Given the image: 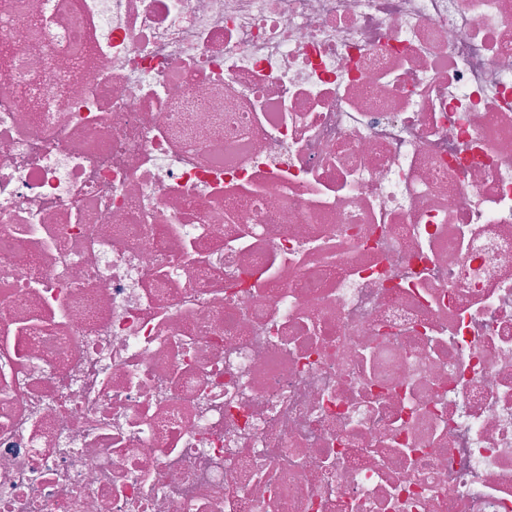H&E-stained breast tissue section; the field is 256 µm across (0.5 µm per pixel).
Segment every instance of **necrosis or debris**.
Returning a JSON list of instances; mask_svg holds the SVG:
<instances>
[{
    "label": "necrosis or debris",
    "mask_w": 512,
    "mask_h": 512,
    "mask_svg": "<svg viewBox=\"0 0 512 512\" xmlns=\"http://www.w3.org/2000/svg\"><path fill=\"white\" fill-rule=\"evenodd\" d=\"M0 512H512V0H0Z\"/></svg>",
    "instance_id": "obj_1"
}]
</instances>
